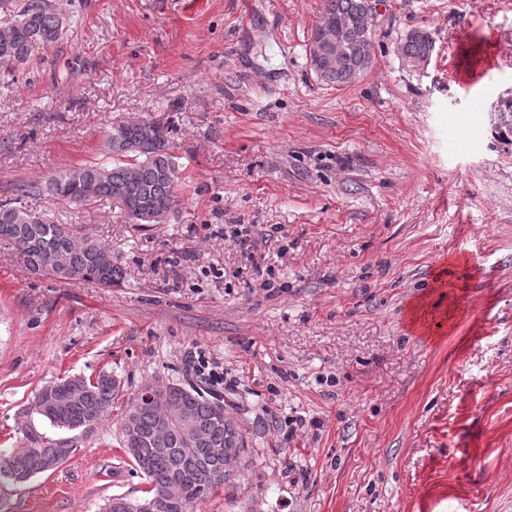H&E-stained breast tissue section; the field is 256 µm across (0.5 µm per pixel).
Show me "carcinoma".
I'll return each mask as SVG.
<instances>
[{"instance_id":"cac0c4a2","label":"carcinoma","mask_w":512,"mask_h":512,"mask_svg":"<svg viewBox=\"0 0 512 512\" xmlns=\"http://www.w3.org/2000/svg\"><path fill=\"white\" fill-rule=\"evenodd\" d=\"M369 0H322L318 28L344 25L346 55L332 67L320 66L316 77L328 85H348L371 66L363 47L370 33ZM60 13L26 0L14 18L0 27V65L24 64L40 48L58 41ZM433 43L422 32L403 41L401 54L425 58ZM106 161H87L42 180H21L12 196L0 202V246L19 252L34 273L64 281L89 282L110 288L122 279L112 250L91 236L76 237L22 206V201L48 192L73 203L95 199L121 201V212L138 224L160 207L174 209L179 171L170 128L154 119H137L112 128L104 143ZM120 383L108 373L94 379L58 377L35 391L31 414L57 429L88 432L112 415ZM26 443L0 451V487L21 485L46 472L59 451L35 425L25 428ZM121 447L148 485L146 496L115 495L102 512H196V506L224 487V473L244 450L237 423L224 414V403L196 390L166 386L161 400L140 391L129 398L121 424Z\"/></svg>"}]
</instances>
